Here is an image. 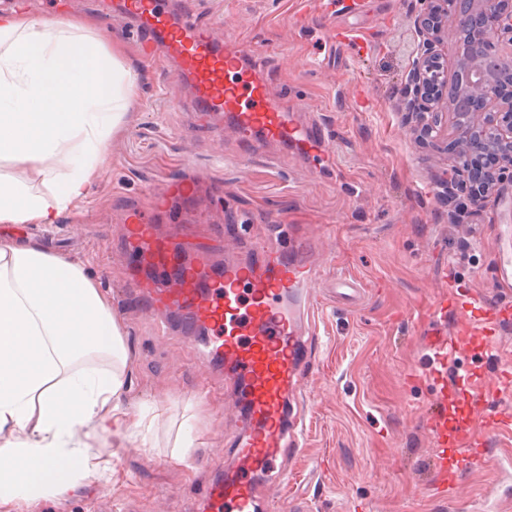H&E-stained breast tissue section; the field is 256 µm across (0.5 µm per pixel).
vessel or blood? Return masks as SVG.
I'll list each match as a JSON object with an SVG mask.
<instances>
[{
    "instance_id": "vessel-or-blood-1",
    "label": "vessel or blood",
    "mask_w": 512,
    "mask_h": 512,
    "mask_svg": "<svg viewBox=\"0 0 512 512\" xmlns=\"http://www.w3.org/2000/svg\"><path fill=\"white\" fill-rule=\"evenodd\" d=\"M369 4L319 0L318 12L356 16ZM115 13L124 20L121 37L162 55L172 67L190 92L191 107L211 119L210 136L232 134L253 154L286 145L304 157L332 158V135L311 117L309 106L275 100L263 65L237 39L199 24L180 0H118ZM195 194L193 182H178L154 192L150 209L130 211L119 240L134 272L123 292L140 298L160 326L174 319L185 336L206 332L204 362H224L215 387L247 418L233 465L208 498L214 512H269L287 483L282 458L304 446L299 398L312 354L322 259L317 244L306 239L289 248L259 244L221 259L186 253L176 225L161 226L160 218L171 197ZM415 321L434 363L424 380L442 396L449 362L467 352L473 337L495 335L512 323V306L462 284L428 301ZM442 322L447 332L439 331ZM469 395L468 421L452 429L446 414L437 412L426 418L425 430L431 447H451L459 465L475 468L486 463L492 435L512 414L489 417L488 406L502 401L497 389L476 385Z\"/></svg>"
}]
</instances>
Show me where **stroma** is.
Listing matches in <instances>:
<instances>
[{
	"label": "stroma",
	"instance_id": "stroma-1",
	"mask_svg": "<svg viewBox=\"0 0 512 512\" xmlns=\"http://www.w3.org/2000/svg\"><path fill=\"white\" fill-rule=\"evenodd\" d=\"M187 2L201 23L267 55L272 93L310 106L334 134L336 161L317 168L283 150L242 160L230 143L199 146L200 121L170 68L144 62L140 45L114 34L90 0H30L36 18L93 21L140 82L86 202L51 225L0 224V241H36L51 255L90 259L86 272L110 297L127 362L110 435L83 429L90 460L109 466V482L84 477L56 496L0 504V512H204L207 483L226 466L222 450L244 425L225 418L220 393L199 395L201 366L177 326L159 331L138 299L116 295L131 266L113 249L129 207L149 206L155 190L194 174L214 182L203 189L202 213L184 218L204 231L187 237V248L245 246L299 224L327 240L326 276L345 273L363 288L352 305L330 289L317 293L318 339L303 403L308 436L285 465L284 501L305 502L310 512H474L490 490L512 498V479L496 465L512 457L505 431L488 463L459 472L453 494L438 499L421 490L434 453L420 422L433 395L408 376L430 370L432 359L412 309L452 280L512 304V290L498 283L502 257L512 252V179L503 178L499 194L460 227L438 202L437 177L459 154V136L445 128L420 139L395 107L420 42L415 0H373L363 24L376 44L358 57L328 42L315 0ZM313 57L319 66H310ZM475 381L512 395V326L491 340L476 337L449 368L447 399L458 407L449 425L468 419ZM189 431L195 440L186 452ZM204 457L213 467L201 465Z\"/></svg>",
	"mask_w": 512,
	"mask_h": 512
}]
</instances>
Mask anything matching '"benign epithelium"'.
I'll list each match as a JSON object with an SVG mask.
<instances>
[{"label":"benign epithelium","instance_id":"obj_1","mask_svg":"<svg viewBox=\"0 0 512 512\" xmlns=\"http://www.w3.org/2000/svg\"><path fill=\"white\" fill-rule=\"evenodd\" d=\"M414 22L423 36L418 60L403 88L398 109L419 120V132L440 133L439 115H448L466 149L456 158L453 178L443 182L441 201L478 168L479 154L491 150L512 163V53L493 52L496 40L512 46V0H420ZM452 18L448 26L445 18ZM457 43L453 73L442 53L445 41ZM502 181L488 169L471 181L469 211L483 208L489 191Z\"/></svg>","mask_w":512,"mask_h":512}]
</instances>
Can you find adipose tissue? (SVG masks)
Masks as SVG:
<instances>
[{
  "label": "adipose tissue",
  "instance_id": "1",
  "mask_svg": "<svg viewBox=\"0 0 512 512\" xmlns=\"http://www.w3.org/2000/svg\"><path fill=\"white\" fill-rule=\"evenodd\" d=\"M138 74L108 52L90 22L0 19V224H53L75 211L111 132L132 108ZM93 354L111 369H88ZM125 350L109 298L85 265L41 244L0 243V502L67 490L93 470L77 427L108 430L119 410Z\"/></svg>",
  "mask_w": 512,
  "mask_h": 512
}]
</instances>
